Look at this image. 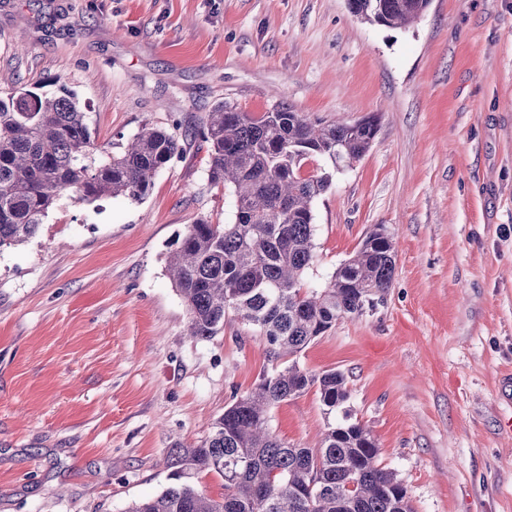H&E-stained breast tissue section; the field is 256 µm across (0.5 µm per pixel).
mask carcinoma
Masks as SVG:
<instances>
[{
	"label": "carcinoma",
	"mask_w": 512,
	"mask_h": 512,
	"mask_svg": "<svg viewBox=\"0 0 512 512\" xmlns=\"http://www.w3.org/2000/svg\"><path fill=\"white\" fill-rule=\"evenodd\" d=\"M430 0H349L361 20L406 28ZM379 117L364 124L312 122L277 103L260 114L219 104L199 136L208 179L234 195L231 224L199 219L168 260L169 277L189 315V335H218L233 314L258 328L276 369L224 409L196 446L172 444L174 483L133 502L127 512H412L397 474L382 466L369 429L345 421L326 429L316 448H295L269 428L270 409L314 391L326 411L350 393L343 373H313L296 361L341 318L363 314L392 285L395 241L368 233L321 288L303 275L314 257L313 201L333 174L368 152ZM178 134L143 128L118 154L95 153L74 93L22 90L0 99V251L36 236L49 211L70 192L82 202L105 196L141 200L157 171L183 153ZM326 159L332 171L307 174ZM214 473L224 494L213 499L195 480Z\"/></svg>",
	"instance_id": "obj_1"
}]
</instances>
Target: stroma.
<instances>
[{"instance_id": "35a3bbf8", "label": "stroma", "mask_w": 512, "mask_h": 512, "mask_svg": "<svg viewBox=\"0 0 512 512\" xmlns=\"http://www.w3.org/2000/svg\"><path fill=\"white\" fill-rule=\"evenodd\" d=\"M61 83L113 153L146 127L202 129L221 103L379 116L313 205L306 282L381 224L392 285L298 357L344 374V411L309 392L269 426L314 448L351 418L413 512H512V0H431L406 29L361 22L347 0H0V99ZM233 212L191 147L142 201L64 196L0 251V512H127L169 486L172 440L200 443L272 372L235 316L188 336L167 273L190 224Z\"/></svg>"}]
</instances>
